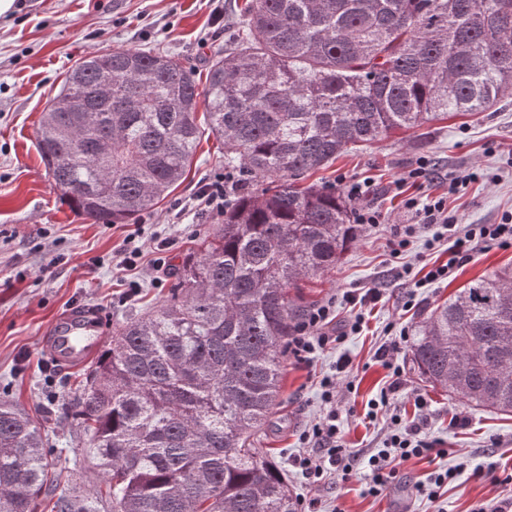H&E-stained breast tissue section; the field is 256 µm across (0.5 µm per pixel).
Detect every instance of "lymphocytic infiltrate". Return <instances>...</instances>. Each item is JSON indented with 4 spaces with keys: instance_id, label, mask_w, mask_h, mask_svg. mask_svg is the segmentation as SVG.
Returning <instances> with one entry per match:
<instances>
[{
    "instance_id": "lymphocytic-infiltrate-1",
    "label": "lymphocytic infiltrate",
    "mask_w": 512,
    "mask_h": 512,
    "mask_svg": "<svg viewBox=\"0 0 512 512\" xmlns=\"http://www.w3.org/2000/svg\"><path fill=\"white\" fill-rule=\"evenodd\" d=\"M241 185L242 180L238 174L231 171L218 173L203 184L199 199L206 210L220 216L226 208L232 206L231 195ZM408 207L413 210L416 221L412 224L395 225L388 241L393 258L405 255L411 237L422 230L430 232L432 241L446 240L451 244L448 262L431 266L422 279L412 278L409 267L401 268L399 278L408 280L411 287L421 288L447 280L454 268L466 264L478 250L493 245L512 246V213L505 215L500 223L473 224L463 231L454 220L449 219L445 198H413L409 200ZM334 306V301L329 300L313 306L306 313L288 338L286 353L289 358L300 364L311 363L328 346L340 344L346 336L360 330L362 319L358 316L348 323L337 324L333 314ZM408 341V331L402 328L378 348L377 359L388 370L390 383L386 394L371 402V411L388 406L390 397L401 392L413 399L417 409L426 410V400L408 386L402 369L395 363L396 353ZM348 365V360H341L330 373L321 378V400L327 403L328 409L315 424L303 432L301 440L308 450L293 460L294 467L311 487L318 486L331 477L345 482L355 474L357 455L341 441V419L333 406L336 382L346 376ZM390 420L391 429L382 449L368 459V491L375 496L381 495L397 479L402 464L414 458L431 457L438 451L436 442L428 440L423 433L425 419L407 422L400 415L394 414Z\"/></svg>"
}]
</instances>
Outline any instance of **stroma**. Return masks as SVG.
Here are the masks:
<instances>
[{
    "instance_id": "35a3bbf8",
    "label": "stroma",
    "mask_w": 512,
    "mask_h": 512,
    "mask_svg": "<svg viewBox=\"0 0 512 512\" xmlns=\"http://www.w3.org/2000/svg\"><path fill=\"white\" fill-rule=\"evenodd\" d=\"M232 0H28L24 8L0 18V400L44 417L50 438L69 444L62 487L98 497L103 484L92 459L72 446V421L58 407L72 399L80 372L54 365L41 351L40 337L53 318L75 305L103 313L111 332L125 321L163 303L172 273L198 237L217 224L197 198L201 185L224 169V143L203 133L190 171L179 186L140 217L143 250L136 269L117 267L132 232L129 224H94L63 201L36 150V130L49 98L58 94L67 71L84 55L116 48H141L178 55L198 79H205L211 55L223 51L226 9ZM428 158L432 179L396 188V180ZM477 173L457 193L450 177ZM373 184L371 207L385 215L383 224L363 228L336 268L306 284L308 304L353 289L379 288L381 298L368 307L367 326L310 364L287 361L280 402L255 445L286 469L293 495L316 499L319 512H475L512 496V483L493 484L473 476L494 467L497 476L512 473V413L464 404L432 388L413 369L409 350L399 361L407 377L429 403L425 434L446 453L416 458L380 497L366 494V481L327 480L308 487L291 459L300 452L299 437L323 409L318 381L340 356L352 360L351 386L342 387L337 408L344 419L346 443L361 459L376 453L387 434L391 413L417 418L412 402L395 397L390 410L368 419L369 401L389 384L375 351L387 338L390 323L415 326L439 303L470 281L512 267V247L493 246L475 254L440 284L408 296L393 278L387 242L396 224L413 223L409 197L446 195L448 213L460 224H496L512 211V96L480 115L455 116L390 134L363 150L339 156L327 168L310 173L307 183L338 184L341 177ZM165 267L155 268L156 258ZM411 309H403L405 299ZM468 423L455 425V415ZM437 468L455 470L438 501L416 492V482Z\"/></svg>"
}]
</instances>
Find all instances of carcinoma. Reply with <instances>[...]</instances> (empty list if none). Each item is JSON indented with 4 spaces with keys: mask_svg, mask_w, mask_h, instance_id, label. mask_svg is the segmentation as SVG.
<instances>
[{
    "mask_svg": "<svg viewBox=\"0 0 512 512\" xmlns=\"http://www.w3.org/2000/svg\"><path fill=\"white\" fill-rule=\"evenodd\" d=\"M204 90L179 57L91 54L47 102L36 148L71 208L129 224L185 180L203 134L246 189L174 274L168 299L98 353L69 409L112 512H298L254 446L277 405L303 282L360 236L334 185L299 184L354 146L512 91V0H248ZM434 388L512 412V268L469 282L415 328ZM63 450L0 402V512H99L59 490Z\"/></svg>",
    "mask_w": 512,
    "mask_h": 512,
    "instance_id": "1",
    "label": "carcinoma"
}]
</instances>
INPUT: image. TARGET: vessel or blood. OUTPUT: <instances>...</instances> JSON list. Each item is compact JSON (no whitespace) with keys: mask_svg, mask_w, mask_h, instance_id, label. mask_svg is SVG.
<instances>
[{"mask_svg":"<svg viewBox=\"0 0 512 512\" xmlns=\"http://www.w3.org/2000/svg\"><path fill=\"white\" fill-rule=\"evenodd\" d=\"M104 342L101 315L74 306L52 320L41 337L40 348L55 364L73 368L84 365Z\"/></svg>","mask_w":512,"mask_h":512,"instance_id":"b4317fda","label":"vessel or blood"}]
</instances>
